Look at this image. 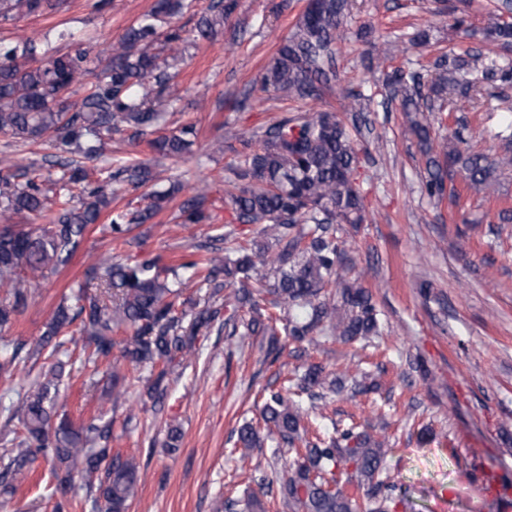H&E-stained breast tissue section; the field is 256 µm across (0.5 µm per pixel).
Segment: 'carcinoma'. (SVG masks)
I'll return each instance as SVG.
<instances>
[{
  "instance_id": "carcinoma-1",
  "label": "carcinoma",
  "mask_w": 512,
  "mask_h": 512,
  "mask_svg": "<svg viewBox=\"0 0 512 512\" xmlns=\"http://www.w3.org/2000/svg\"><path fill=\"white\" fill-rule=\"evenodd\" d=\"M59 0H0V21L17 9L28 15L51 13ZM193 0H155L112 46L105 63L95 62L88 46L72 41L65 52L52 45L49 35L0 41V133L21 142H36L51 135L49 146L64 154L55 161V177L48 181L17 180L15 165L0 169V329L12 324L28 305L48 275L70 263L88 228L110 211L113 185L136 191L158 180L155 169L143 159L127 160L103 168L93 177L86 162L97 159L117 134L137 140L156 132L160 106L182 100L185 89L178 81L177 63L186 49L199 40H213L237 11L238 0H208L195 26L188 30L174 19L190 11ZM351 0H308L295 30L263 68L257 85L260 104L288 97L314 100L336 86V43ZM489 36L504 46L512 44V22L502 21ZM46 61L34 65L37 55ZM405 78L394 70L382 74L387 89L383 105L400 101L410 133L424 147L423 188L429 198L442 201L447 182L457 175L477 193L491 196L499 176L512 171V122L496 137L504 141L490 159L432 137L443 115L462 112L464 106L512 112L507 96L496 84L512 82V60L482 52L448 55ZM83 90L81 102L70 100ZM357 125H348L329 111L285 112L262 131L258 146L237 138L240 148L225 167L224 206L240 224H261L262 234L272 232L274 247L261 240L242 242L228 231L224 247L207 246L192 252L177 265L161 257L134 262L105 260L90 270L109 298L80 294L78 309L60 303L32 354L48 345L63 346L58 337L84 342L90 348L82 368L120 357L150 370L140 395L155 402L164 396L174 364L187 360L196 336L219 318L230 335H275L274 318L261 313L267 302L287 314L286 336L294 342L316 336L336 337L344 344L369 341L381 335L380 312L360 279L341 273L346 241L339 236L344 224H362L368 214L358 170L363 157L355 147ZM195 137L191 124L169 135L148 140L151 152L181 158L190 152ZM174 190L155 191L142 208L111 211L113 239L128 242L127 235L148 224L165 207ZM206 196L198 194L179 206L187 228L204 218ZM26 214L44 220L28 229L13 223ZM185 269L217 295L232 289L233 312L227 302L204 301L190 321L177 311V289L169 276ZM252 316L237 321L236 311ZM300 364L287 391L265 392L262 417L266 429L251 423L237 431L238 468L250 479L258 464L256 448H288L295 452L288 477L280 484L282 512H390L394 485L387 473L388 442L355 425L326 438L310 439L305 419L326 405V391L345 389L365 393L376 387L373 374L364 369L348 378L329 377L326 368L300 352ZM63 375L62 362L44 373L20 400L18 419L25 431L19 447L5 450L3 476L12 484L27 480L38 457L53 462V493L68 499L73 474L81 476L101 512H127L139 487L134 459L112 451V423L90 422L76 427L54 418V398ZM353 468L356 488L366 501L336 484L334 468ZM264 512L261 494L251 491L244 501L224 500V512Z\"/></svg>"
}]
</instances>
